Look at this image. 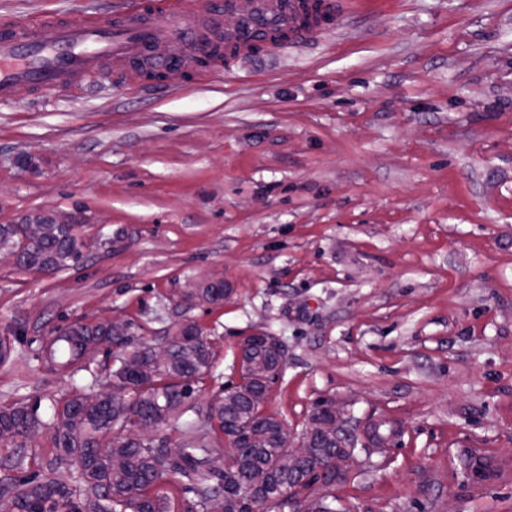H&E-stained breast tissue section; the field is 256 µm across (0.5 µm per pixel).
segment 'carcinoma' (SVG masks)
I'll return each mask as SVG.
<instances>
[{"label": "carcinoma", "instance_id": "cac0c4a2", "mask_svg": "<svg viewBox=\"0 0 512 512\" xmlns=\"http://www.w3.org/2000/svg\"><path fill=\"white\" fill-rule=\"evenodd\" d=\"M20 229L19 224H0V249H15ZM87 249L81 225L47 224L42 242L23 253L21 267L39 272L72 269L86 259ZM197 297L220 303L224 283L199 289ZM169 342L173 357L157 363L151 343L134 344L104 324L73 323L56 330L42 347L43 363L51 370L89 372L100 345L119 346L115 367L108 369L112 390L90 395L74 389L52 404L47 421L39 407L25 401L0 407V446L44 430L54 448L37 473L0 480V503L12 512H171L166 485L180 481L188 494L182 512H204L212 497L224 498V512H270L285 505L269 499L268 488L255 487L254 497L247 500L239 497L238 485L262 478L293 489L295 484L288 483L293 473L307 477L310 487L336 483L335 461L343 449L316 448L309 459L288 469L281 464L288 456L282 423L254 409L239 386L213 400L206 427L188 424L185 448L130 437L138 419L147 417L161 426L189 407L195 385L213 367L214 354L197 325L178 328ZM211 431L241 437L244 447L230 472L207 466L210 456L224 452L207 440ZM97 448L107 449V454H96ZM76 472L78 484L64 478Z\"/></svg>", "mask_w": 512, "mask_h": 512}]
</instances>
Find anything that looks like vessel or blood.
<instances>
[{
    "instance_id": "b4317fda",
    "label": "vessel or blood",
    "mask_w": 512,
    "mask_h": 512,
    "mask_svg": "<svg viewBox=\"0 0 512 512\" xmlns=\"http://www.w3.org/2000/svg\"><path fill=\"white\" fill-rule=\"evenodd\" d=\"M357 0H129L117 14L93 18L47 15L37 20L0 17V100L17 85L32 92H72L92 77L119 73L123 85L136 83L144 70L166 72L169 84L182 81L186 65L208 57L199 77L218 73L225 49L248 51L255 31L271 36L285 31L301 45L328 28L321 13L346 11ZM180 45L182 58L153 56L154 42Z\"/></svg>"
}]
</instances>
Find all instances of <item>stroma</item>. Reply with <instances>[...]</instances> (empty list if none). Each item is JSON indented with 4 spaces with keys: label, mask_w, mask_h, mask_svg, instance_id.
<instances>
[{
    "label": "stroma",
    "mask_w": 512,
    "mask_h": 512,
    "mask_svg": "<svg viewBox=\"0 0 512 512\" xmlns=\"http://www.w3.org/2000/svg\"><path fill=\"white\" fill-rule=\"evenodd\" d=\"M124 0H0V15L85 17ZM78 214L81 271L0 254V405L107 385L46 370L45 339L118 321L157 341L193 322L214 365L157 437L180 447L265 331L288 362L262 411L301 437L333 401L356 448L336 512H512V0H368L306 44L168 86L0 102V224ZM221 280L220 305L186 301ZM47 434L0 449L37 470ZM493 475L469 479L466 452Z\"/></svg>",
    "instance_id": "1"
}]
</instances>
